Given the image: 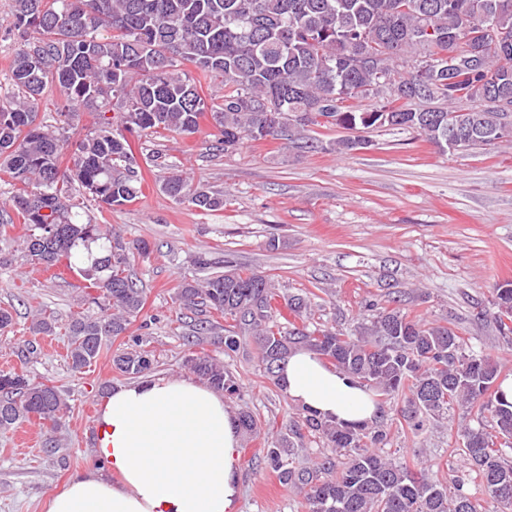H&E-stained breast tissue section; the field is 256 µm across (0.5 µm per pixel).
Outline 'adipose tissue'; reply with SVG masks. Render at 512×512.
Listing matches in <instances>:
<instances>
[{
    "label": "adipose tissue",
    "mask_w": 512,
    "mask_h": 512,
    "mask_svg": "<svg viewBox=\"0 0 512 512\" xmlns=\"http://www.w3.org/2000/svg\"><path fill=\"white\" fill-rule=\"evenodd\" d=\"M289 400L320 417L369 423L370 393L300 347L281 372ZM105 471L75 474L46 512H235L240 495L238 419L221 391L192 378H147L114 388L96 418Z\"/></svg>",
    "instance_id": "obj_1"
}]
</instances>
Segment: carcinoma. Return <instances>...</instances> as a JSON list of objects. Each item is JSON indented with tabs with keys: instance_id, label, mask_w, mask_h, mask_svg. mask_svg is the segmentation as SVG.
I'll return each mask as SVG.
<instances>
[{
	"instance_id": "cac0c4a2",
	"label": "carcinoma",
	"mask_w": 512,
	"mask_h": 512,
	"mask_svg": "<svg viewBox=\"0 0 512 512\" xmlns=\"http://www.w3.org/2000/svg\"><path fill=\"white\" fill-rule=\"evenodd\" d=\"M21 41L10 69L14 95L0 98V172L18 188L11 207L23 221L21 254L32 264L66 261L103 304L68 328L74 372L100 356L106 342L127 333L144 308L142 289L128 273L145 240L125 241L117 227L81 221L84 203L122 207L134 201L142 179L129 136L149 130L198 132L209 118L224 150L264 139L267 116L287 131L269 128L273 140L298 150L348 152L359 137L324 143L313 127L344 130L396 127L416 131L444 148V127L461 138L455 149H474L512 137V0H14ZM490 16L493 27L476 38L469 30ZM224 83L220 104L207 101L194 74ZM61 97L64 126L36 123L46 91ZM95 109L91 128L62 161L68 131L80 110ZM161 189L181 203L215 212L224 195L194 187L177 171ZM206 277L182 284L175 299L186 310L216 314L196 334L213 336L224 355L255 338L260 369L280 384L278 364L299 345L376 391L403 397V420L417 431L425 417L454 407L477 409L458 425L462 469L443 480L415 464L389 458L384 423L343 424L303 410L297 426L327 448L312 468H299L301 451L287 436L266 448L270 469L304 495L308 512H487L466 486L480 481L499 512H512V402L500 391L501 371L473 350L451 323H427L395 306L368 303L372 317L351 334L309 322L310 301L289 295L278 302L270 279L224 261L212 275L204 254L194 259ZM493 320L512 345V281L495 288ZM288 312L289 320L280 318ZM124 376L152 370L147 351L134 346L114 359ZM186 367L230 397L240 386L224 363L192 354ZM69 405L54 385L0 372V430L38 413L50 421L48 453L59 411Z\"/></svg>"
}]
</instances>
